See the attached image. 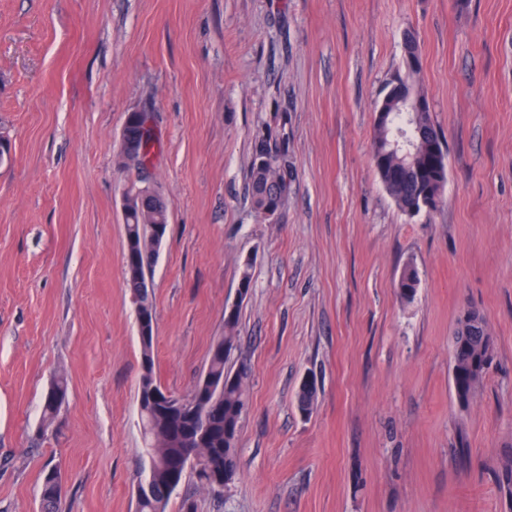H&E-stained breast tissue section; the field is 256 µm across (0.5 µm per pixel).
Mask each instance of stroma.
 I'll return each mask as SVG.
<instances>
[{
	"instance_id": "obj_1",
	"label": "stroma",
	"mask_w": 512,
	"mask_h": 512,
	"mask_svg": "<svg viewBox=\"0 0 512 512\" xmlns=\"http://www.w3.org/2000/svg\"><path fill=\"white\" fill-rule=\"evenodd\" d=\"M410 31L448 150L445 204L413 218L372 161L374 108ZM131 112L153 116L170 208L155 376L186 397L232 308L227 366L252 365L231 484L187 475L167 512L188 495L197 512H512L496 480L512 459V0H0V512H40L49 461L59 512L135 510ZM261 140L291 164L271 220L247 193ZM467 306L494 362L464 403L451 341ZM60 374L68 402L42 435ZM63 482L60 469L52 461L48 462L43 471L41 486L42 512H58V504L63 493Z\"/></svg>"
}]
</instances>
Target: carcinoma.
Masks as SVG:
<instances>
[{
    "mask_svg": "<svg viewBox=\"0 0 512 512\" xmlns=\"http://www.w3.org/2000/svg\"><path fill=\"white\" fill-rule=\"evenodd\" d=\"M405 68L408 74L419 69L417 37L405 36ZM428 102L427 95L415 89L409 78L396 74L386 87L378 108L384 117L375 120L373 150L383 155L377 164L382 184L405 215L422 212L421 200H430L434 207L444 202L448 180V163L437 145V128L430 107L416 108ZM290 169L286 151L261 141L255 146L251 164L248 195L254 211L263 218L277 208L276 195L265 192L266 185L276 184L279 192L288 194ZM169 208L160 205L143 210L130 208L125 216V258L136 263V273L125 275L130 295L138 296L136 312L148 317L150 329H155V309L152 295L140 294V283L150 277L158 251L152 247L155 228L167 231ZM419 277L415 268L403 272L398 288L405 300L415 297ZM238 314L231 311L224 317V335L213 343L205 374L184 399L166 396L154 373L155 335L140 343L141 374L138 393L142 395L139 418L145 441L148 466L157 471L149 493L136 498L135 512H167V505L187 472V458L198 453L195 465L196 482L207 487L213 473L224 474L232 481L237 467V441L242 415L246 407V381L251 376L250 360L239 358L238 368L231 371L226 362L235 349ZM493 339L483 326H475L462 318L453 337L451 359L455 374L454 388L459 400H468L484 376L474 373L479 358L493 355ZM316 384H300L297 393L298 411L312 412ZM67 378L58 376L47 392L42 429H48L63 404L68 401ZM63 482L57 465L47 463L41 486L42 512H58Z\"/></svg>",
    "mask_w": 512,
    "mask_h": 512,
    "instance_id": "cac0c4a2",
    "label": "carcinoma"
}]
</instances>
